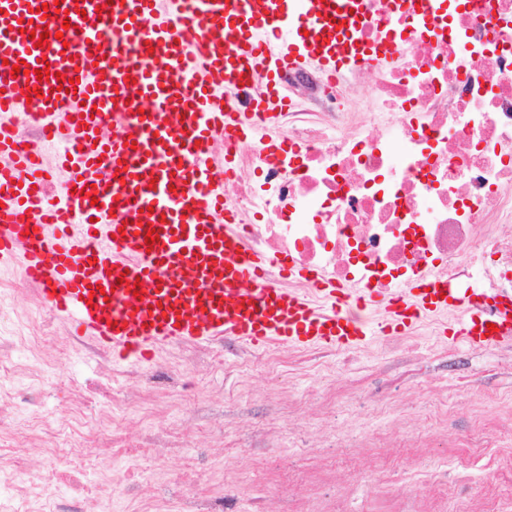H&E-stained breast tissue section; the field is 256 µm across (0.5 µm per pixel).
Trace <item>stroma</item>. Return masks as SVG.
I'll return each mask as SVG.
<instances>
[{
  "label": "stroma",
  "mask_w": 512,
  "mask_h": 512,
  "mask_svg": "<svg viewBox=\"0 0 512 512\" xmlns=\"http://www.w3.org/2000/svg\"><path fill=\"white\" fill-rule=\"evenodd\" d=\"M42 312L20 260L1 265L0 327ZM456 327L424 320L403 335L397 354L389 351L391 337L374 332L345 348H288L273 369L263 364L267 349L221 341L169 346L142 363L107 364L81 350L60 366L50 340L36 358L46 387L62 379L74 393L106 374L116 390L132 394L127 373L162 371V404L130 407L125 432L133 439L157 428L173 433L180 459L198 469L196 492L230 484L224 512H448L434 489L462 481L470 490L459 512H482V480L512 453V434L466 449L463 468L450 441L512 409V365L495 348L464 344ZM331 387L347 390L348 399L326 419L320 407ZM458 392L464 402L440 427L441 404ZM396 422L426 437L428 447H368L371 435ZM180 459L147 465L145 475L165 483Z\"/></svg>",
  "instance_id": "obj_1"
}]
</instances>
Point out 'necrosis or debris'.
<instances>
[{
	"mask_svg": "<svg viewBox=\"0 0 512 512\" xmlns=\"http://www.w3.org/2000/svg\"><path fill=\"white\" fill-rule=\"evenodd\" d=\"M357 39L396 53L353 102L343 80L291 71L293 106L274 129L225 143L227 202L246 220L247 244L275 261L277 286L286 258L379 294L438 280L493 312L512 301V0H454L435 22L370 0ZM20 363L0 338V512H87L139 492L142 470L105 474L83 454H170L166 440H123L128 398L117 392L96 407L79 394L67 416L83 448L50 447L51 470L31 471L30 441L60 430L41 411L44 387L4 390ZM173 482L181 495L155 496L151 512H222L223 498L195 493L192 463Z\"/></svg>",
	"mask_w": 512,
	"mask_h": 512,
	"instance_id": "obj_1",
	"label": "necrosis or debris"
}]
</instances>
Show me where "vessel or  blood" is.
<instances>
[{"instance_id":"1","label":"vessel or blood","mask_w":512,"mask_h":512,"mask_svg":"<svg viewBox=\"0 0 512 512\" xmlns=\"http://www.w3.org/2000/svg\"><path fill=\"white\" fill-rule=\"evenodd\" d=\"M58 5L43 17L42 5ZM367 0H0V263L22 259L43 306L113 359L231 337L253 347L345 346L369 327L410 331L462 311L459 334L486 346L512 337V309L489 332L472 296L434 283L383 297L289 269L308 289L267 285L228 208L211 145L251 133L255 114L289 107L281 72L336 76L370 64L352 33ZM47 34L45 46L33 35ZM24 64L25 72L12 68ZM49 69L48 79L36 73ZM75 79L76 92L60 88ZM111 111H104V103ZM31 114L22 139L13 120ZM64 194L50 202L53 171ZM154 243H147V236ZM146 295H137L138 285Z\"/></svg>"}]
</instances>
